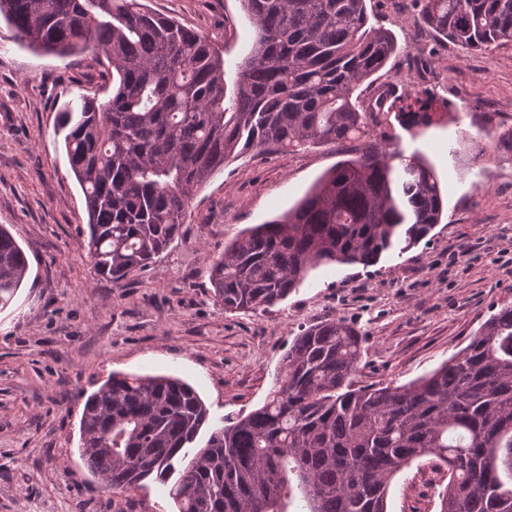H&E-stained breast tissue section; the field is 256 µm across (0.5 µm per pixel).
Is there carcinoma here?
Listing matches in <instances>:
<instances>
[{
    "label": "carcinoma",
    "instance_id": "cac0c4a2",
    "mask_svg": "<svg viewBox=\"0 0 512 512\" xmlns=\"http://www.w3.org/2000/svg\"><path fill=\"white\" fill-rule=\"evenodd\" d=\"M424 23L467 49L512 43V0H417ZM256 37L227 92L224 58L205 36L141 0H0L14 39L60 57L108 63L112 93L82 97L56 134L84 194L80 235L97 275L120 280L182 234L194 192L248 151L357 144L292 209L243 231L210 268L229 312L263 311L321 265H373L441 222L443 192L425 159L376 131L393 104L371 77L397 51L366 0H243ZM434 96L398 106L404 128L427 126ZM512 160V128L492 141ZM28 270L0 227V311ZM364 337L341 319L294 337L265 403L215 430L192 386L165 375L110 376L85 401L80 455L122 494L152 478L176 512H387L389 487L426 461L444 474L440 512H512V305L429 374L356 388ZM179 477L169 480L174 472Z\"/></svg>",
    "mask_w": 512,
    "mask_h": 512
}]
</instances>
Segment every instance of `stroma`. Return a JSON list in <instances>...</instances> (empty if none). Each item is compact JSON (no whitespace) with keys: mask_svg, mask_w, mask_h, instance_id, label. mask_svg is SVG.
<instances>
[{"mask_svg":"<svg viewBox=\"0 0 512 512\" xmlns=\"http://www.w3.org/2000/svg\"><path fill=\"white\" fill-rule=\"evenodd\" d=\"M224 54L246 56L255 31L241 0H143ZM372 24L398 53L376 90L400 97L428 71L431 125L386 127L405 154L424 156L443 191L441 224L402 255L369 266L313 270L266 310L228 312L209 268L244 229L292 207L351 144L230 158L193 197L191 217L153 263L120 280L98 277L79 230L85 200L54 129L60 108L109 96L91 54L44 56L0 23V225L28 272L0 312V512H172L165 485L115 496L84 465L85 399L112 373L171 375L209 411L206 431L260 407L300 329L341 318L365 336L358 386L404 385L463 348L490 312L512 304V161L476 158L474 137L512 128V44L466 51L429 31L413 0H367ZM456 147L461 161L448 156ZM441 479L422 462L392 483L387 512H439Z\"/></svg>","mask_w":512,"mask_h":512,"instance_id":"stroma-1","label":"stroma"}]
</instances>
